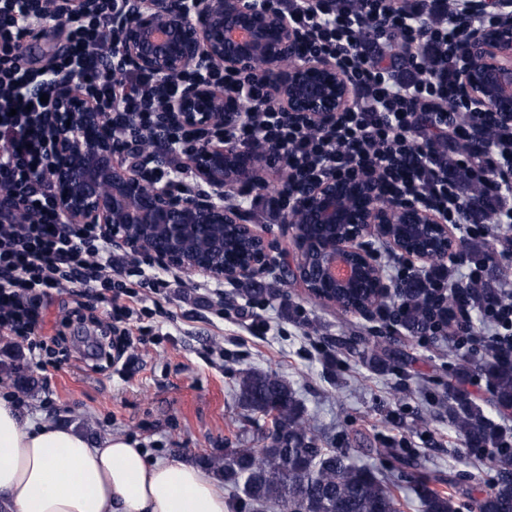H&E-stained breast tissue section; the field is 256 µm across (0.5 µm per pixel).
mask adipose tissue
I'll use <instances>...</instances> for the list:
<instances>
[{
  "mask_svg": "<svg viewBox=\"0 0 512 512\" xmlns=\"http://www.w3.org/2000/svg\"><path fill=\"white\" fill-rule=\"evenodd\" d=\"M0 512H230L197 465L152 461L129 438L98 443L73 427L22 418L0 398Z\"/></svg>",
  "mask_w": 512,
  "mask_h": 512,
  "instance_id": "obj_1",
  "label": "adipose tissue"
}]
</instances>
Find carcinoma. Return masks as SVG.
Instances as JSON below:
<instances>
[{
    "label": "carcinoma",
    "mask_w": 512,
    "mask_h": 512,
    "mask_svg": "<svg viewBox=\"0 0 512 512\" xmlns=\"http://www.w3.org/2000/svg\"><path fill=\"white\" fill-rule=\"evenodd\" d=\"M398 322L417 334L447 312L460 309L456 291L444 301L433 299L419 280L408 279L390 298ZM485 374L490 403L512 409V357L492 359ZM238 398L246 417L274 415V426L261 449L226 448L222 457H202L199 464L217 473L232 496L251 512H396L387 482L376 471L358 465L334 448H323L312 417L295 389L272 371L245 372L238 383ZM445 397L451 424L468 448L497 449L503 430L450 382ZM414 493L422 512H457L453 498L420 479ZM480 512H512V460H503L497 486L484 498Z\"/></svg>",
    "instance_id": "obj_1"
}]
</instances>
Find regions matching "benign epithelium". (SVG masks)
Here are the masks:
<instances>
[{"label":"benign epithelium","mask_w":512,"mask_h":512,"mask_svg":"<svg viewBox=\"0 0 512 512\" xmlns=\"http://www.w3.org/2000/svg\"><path fill=\"white\" fill-rule=\"evenodd\" d=\"M497 10L489 27L471 29L453 53L461 92L477 112L512 124V0H469L473 13ZM96 9L95 0H45L41 22H61ZM307 36L288 14L260 0H113L112 33L88 52L112 53V75L130 67L155 78L153 96L167 124L193 130L203 147L188 158L195 192L178 195L155 173L166 158L150 145L151 133L119 157L112 149V114L100 110L78 81V70L56 72L40 86L52 106L43 120L52 156L54 201L61 224H95L116 247L146 254L166 269L234 283L273 268L271 245L256 234L238 207L226 203L243 187L264 184L260 150L224 143L220 130L245 119L248 105L219 92L205 77L215 70L255 69L271 97L291 116L325 127L349 104L352 86L338 62L312 58ZM197 78L166 96L169 83L188 71ZM376 179L327 178L286 213L296 251L293 273L308 284L364 291L365 303L343 311L371 319L392 293L368 240L424 264L448 260L459 243L447 219L419 200L399 196L381 203ZM11 223L27 217L14 196L0 192ZM348 274L336 276V265Z\"/></svg>","instance_id":"1"}]
</instances>
